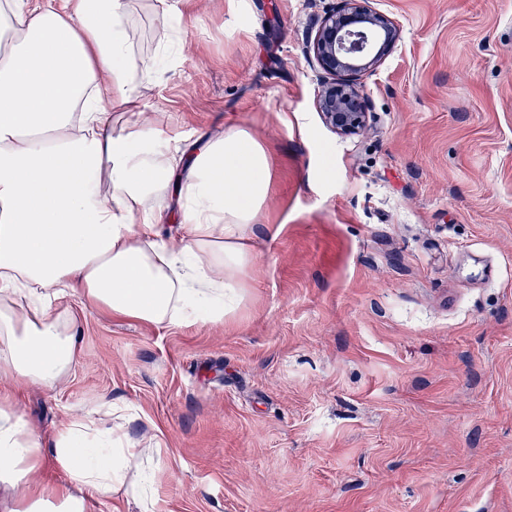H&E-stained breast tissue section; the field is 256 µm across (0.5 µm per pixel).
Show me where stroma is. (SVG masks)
I'll use <instances>...</instances> for the list:
<instances>
[{
  "label": "stroma",
  "mask_w": 512,
  "mask_h": 512,
  "mask_svg": "<svg viewBox=\"0 0 512 512\" xmlns=\"http://www.w3.org/2000/svg\"><path fill=\"white\" fill-rule=\"evenodd\" d=\"M336 0H134L180 31L155 124L261 140L238 316L157 328L74 300L79 362L4 377L45 435L104 400L166 450L171 512H512V0H374L402 38L341 137L305 59Z\"/></svg>",
  "instance_id": "35a3bbf8"
}]
</instances>
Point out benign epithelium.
Instances as JSON below:
<instances>
[{"label": "benign epithelium", "instance_id": "1", "mask_svg": "<svg viewBox=\"0 0 512 512\" xmlns=\"http://www.w3.org/2000/svg\"><path fill=\"white\" fill-rule=\"evenodd\" d=\"M371 2L339 0L306 42L307 61L322 72L316 110L341 135L372 130L360 80L383 64L401 38L397 24Z\"/></svg>", "mask_w": 512, "mask_h": 512}]
</instances>
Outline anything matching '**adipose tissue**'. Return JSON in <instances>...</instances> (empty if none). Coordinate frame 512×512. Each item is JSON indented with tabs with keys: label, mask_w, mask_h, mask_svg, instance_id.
Here are the masks:
<instances>
[{
	"label": "adipose tissue",
	"mask_w": 512,
	"mask_h": 512,
	"mask_svg": "<svg viewBox=\"0 0 512 512\" xmlns=\"http://www.w3.org/2000/svg\"><path fill=\"white\" fill-rule=\"evenodd\" d=\"M130 29V0H0V377L50 386L76 365V297L154 327L222 324L246 302L267 151L244 130L186 144L148 122L139 87L166 69ZM111 412L46 438L0 396V512L114 497L168 512L163 458ZM49 458L63 479L41 478Z\"/></svg>",
	"instance_id": "obj_1"
}]
</instances>
